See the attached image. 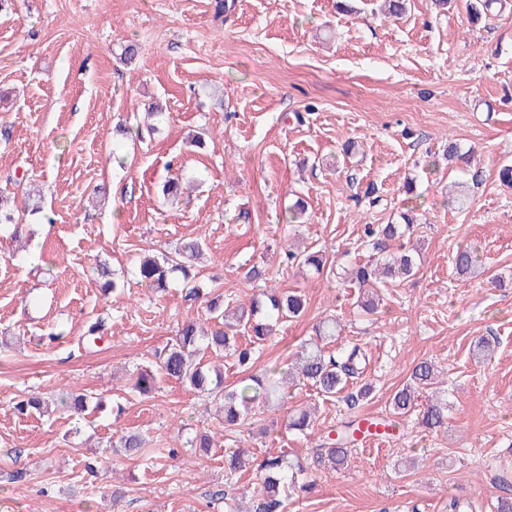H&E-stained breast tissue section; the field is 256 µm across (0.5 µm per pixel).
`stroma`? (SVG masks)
Segmentation results:
<instances>
[{
	"label": "stroma",
	"instance_id": "obj_1",
	"mask_svg": "<svg viewBox=\"0 0 512 512\" xmlns=\"http://www.w3.org/2000/svg\"><path fill=\"white\" fill-rule=\"evenodd\" d=\"M231 2L223 21L214 0H14L0 11V187L23 173L43 194L42 212L23 218L40 265L11 257L0 237V512H214L224 487L257 491L252 474L224 471L233 442L214 404L164 377L151 394L130 390L187 317L208 319L204 306L186 309L180 283L156 293L130 269L196 238L199 280L231 303L258 293L246 277L255 265L272 287L306 295L256 369L287 367L329 316L341 324L336 347L361 344L368 358L372 391L355 409L306 384L281 410L254 415L255 455L307 459L343 422L389 417L417 363L440 371L417 396L446 394L445 427L428 433L408 417L358 444L348 466L316 467L315 492L290 498L287 512H446L453 496L497 512L512 497V187L499 180L512 162V10L474 20L466 0L442 14L408 0L387 20L378 0H349L347 12L339 0ZM154 104L168 120L150 138L113 139L117 123L142 122ZM200 132L202 151L189 145ZM348 140L358 154L333 167ZM451 142L474 150L471 164L442 161ZM176 165L198 182L169 202L161 188ZM454 181L470 183L467 207L449 204ZM296 195L308 210L291 229L284 211ZM409 202L418 223L386 250L416 245L417 273L364 312L338 273L375 256L365 225L395 221ZM291 241L325 251L333 277L282 265ZM466 245L479 263L460 276L453 258ZM99 260L121 280L117 293L103 292ZM99 317L107 334L87 345ZM481 339L491 359L476 356ZM31 391L85 393L105 408L82 420L60 408L15 413ZM309 405V436L289 432V415ZM127 431L145 435L143 454L117 448ZM204 432L208 454L186 447Z\"/></svg>",
	"mask_w": 512,
	"mask_h": 512
}]
</instances>
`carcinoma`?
Returning <instances> with one entry per match:
<instances>
[{"instance_id":"obj_1","label":"carcinoma","mask_w":512,"mask_h":512,"mask_svg":"<svg viewBox=\"0 0 512 512\" xmlns=\"http://www.w3.org/2000/svg\"><path fill=\"white\" fill-rule=\"evenodd\" d=\"M503 5V0H468L466 7L473 17L490 16L493 10ZM11 197L0 188V224L11 229L10 238L17 239L22 232V224L14 219L6 209ZM401 222L391 224H367L365 234L379 240H396L405 236L414 224L412 210L400 213ZM202 251V243L190 240L176 247V257L162 259L145 256L135 268L140 282L155 291L168 288L171 276L178 273L186 282L184 301L189 307L206 303V310L214 320L211 329L188 319L181 324L174 343L166 345L155 353L156 370H140L133 378V391L145 395L153 388L157 376L175 379L192 389L220 399L224 402V428L236 433L244 427L258 407L268 412L276 411L285 396L284 371L266 370L260 374H250L236 386L224 384V371L212 367L203 361L207 353H225L234 358L237 365L250 369L258 359V345L270 338L275 327L286 318H295L302 314L306 305L305 295L299 291L279 292L276 288H266L256 298L245 305L235 306L224 302L221 296L213 298L204 292L203 286L192 273V260ZM478 261L474 249L466 246L457 249L454 256L455 270L460 275L471 271ZM283 262L288 265L306 266L317 272L323 270L327 259L320 252H296L291 247L283 250ZM417 270L415 255L409 251L399 254H387L376 259L371 267H352L347 275L349 282L363 288L382 278L393 282H402L413 276ZM245 330L249 341L243 343L237 333ZM336 331V322H327L319 329V335L301 343L298 350V368L302 380L314 386L319 394L334 398L343 392L348 378L357 373L358 365L364 359L362 348L355 344L343 351H330L326 341ZM435 366L422 361L414 366L411 374L413 385L397 390L391 404L393 414L404 417L415 411L414 387L428 386L435 377ZM60 404L71 411L81 414L91 404L85 394L61 398ZM49 401L39 395H32L14 403V409L25 414L31 410L48 407ZM419 424L434 431L445 424L448 417V404L437 400L419 411ZM311 412L306 407L295 411L288 421V429L304 431L309 428ZM356 423L332 429L320 443L313 448V462L327 465L338 470L348 465L356 441ZM119 447L125 454L132 455L143 448V437L138 432L122 435L118 439ZM224 469L234 472H254L260 480V497L245 501L229 492H224V512H286L288 496L309 493L316 481L308 475L309 464L299 460H290L288 455L268 452L261 457L255 456L245 448L224 449Z\"/></svg>"}]
</instances>
